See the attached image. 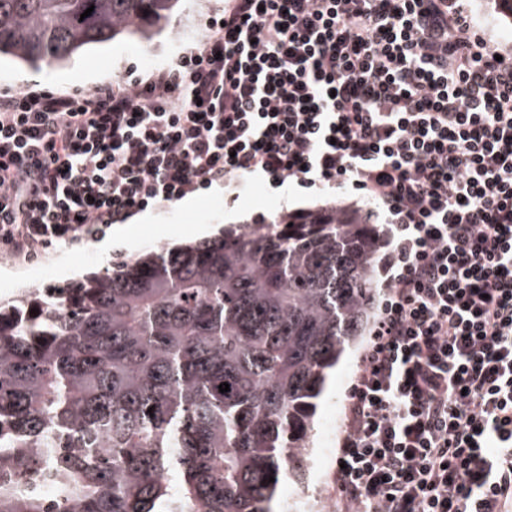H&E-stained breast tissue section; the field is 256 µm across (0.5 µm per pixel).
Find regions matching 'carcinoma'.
I'll return each mask as SVG.
<instances>
[{"label":"carcinoma","instance_id":"1","mask_svg":"<svg viewBox=\"0 0 512 512\" xmlns=\"http://www.w3.org/2000/svg\"><path fill=\"white\" fill-rule=\"evenodd\" d=\"M178 4L0 0V58L149 44ZM378 248L338 205L0 305V512H272L280 481L309 487L317 400L373 317ZM43 466L52 505L23 482Z\"/></svg>","mask_w":512,"mask_h":512}]
</instances>
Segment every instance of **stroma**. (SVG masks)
<instances>
[{
    "mask_svg": "<svg viewBox=\"0 0 512 512\" xmlns=\"http://www.w3.org/2000/svg\"><path fill=\"white\" fill-rule=\"evenodd\" d=\"M224 0H183L172 16L168 34L144 47L133 41H117L88 50L70 63L34 69L10 59L0 60V93L17 92L26 87L55 91L81 92L101 83L123 78L132 82L171 65L183 52L195 47L202 30L211 19L221 17ZM469 10L491 45L512 53V23L502 20L493 0H469ZM343 205L365 206L356 193L341 194L332 189H305L292 184L275 188L254 178L244 185L237 202L224 199V188L215 185L178 201L140 213L128 220L127 236L113 245L111 253L99 250L98 241L78 245L55 243L46 255L26 263L13 259L0 249V302L11 301L23 290L50 288L73 283L89 273L111 269L113 263L140 251L166 244L177 237L184 243L200 241L204 224H226L229 213L249 210V223L255 224L283 214L304 213ZM360 348L348 352L332 373L315 417L317 432L327 436L328 448L322 460L313 465L309 490H329L333 456L345 420L346 394L356 370Z\"/></svg>",
    "mask_w": 512,
    "mask_h": 512,
    "instance_id": "stroma-1",
    "label": "stroma"
}]
</instances>
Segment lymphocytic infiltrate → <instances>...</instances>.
I'll return each mask as SVG.
<instances>
[{
	"instance_id": "1",
	"label": "lymphocytic infiltrate",
	"mask_w": 512,
	"mask_h": 512,
	"mask_svg": "<svg viewBox=\"0 0 512 512\" xmlns=\"http://www.w3.org/2000/svg\"><path fill=\"white\" fill-rule=\"evenodd\" d=\"M384 213L383 301L333 471L346 512L512 490V55L466 0H228L133 83L0 94V247L37 258L242 179Z\"/></svg>"
}]
</instances>
